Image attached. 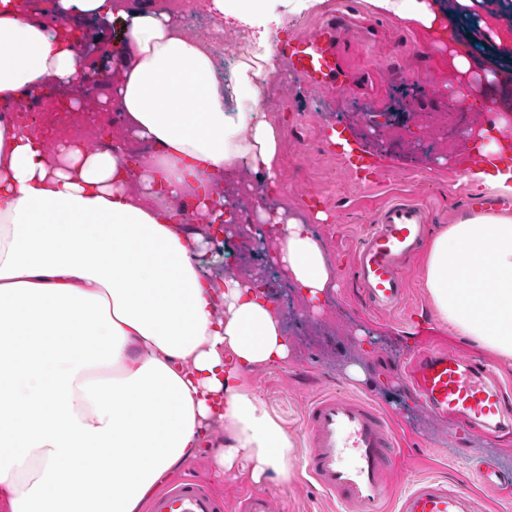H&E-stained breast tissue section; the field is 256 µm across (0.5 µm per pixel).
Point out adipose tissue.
<instances>
[{
    "mask_svg": "<svg viewBox=\"0 0 512 512\" xmlns=\"http://www.w3.org/2000/svg\"><path fill=\"white\" fill-rule=\"evenodd\" d=\"M376 13L441 35L442 20L481 0H367ZM61 13L112 31V86L100 102L120 117L114 147L45 139L13 103L54 83L80 89L86 51L0 0V501L8 512H138L211 427L220 473L285 486L294 440L245 382L284 366L291 345L279 300L252 274L212 270L210 232L186 224L180 199L229 206L238 171L263 198L248 230L313 309L336 270L312 214L287 207L283 128L265 112L278 71L274 36L247 46L224 77L211 42L186 35L180 13L138 0H59ZM499 0L478 27L491 41L488 80L512 84V27ZM461 180L512 197V163L488 139ZM424 285L449 331L512 371V212L477 211L441 229L422 256ZM69 479H61L59 465Z\"/></svg>",
    "mask_w": 512,
    "mask_h": 512,
    "instance_id": "1",
    "label": "adipose tissue"
}]
</instances>
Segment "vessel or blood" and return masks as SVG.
<instances>
[{
  "mask_svg": "<svg viewBox=\"0 0 512 512\" xmlns=\"http://www.w3.org/2000/svg\"><path fill=\"white\" fill-rule=\"evenodd\" d=\"M342 39L338 26L326 24L282 43L280 51L291 71L311 85L342 88L351 81L342 66ZM341 153L360 186L379 179L375 162L364 153L352 147ZM429 223V209L402 194L375 210L369 232L352 251L350 267L367 311L391 314L401 309L407 293L403 264L423 244ZM403 375L436 416L466 420L490 437L505 423L502 387L480 362L427 345L407 355ZM305 426L306 471L340 512H384L391 501L396 512H478L474 492L448 488L433 477L417 479L393 495L396 434L390 418L367 400L324 393L309 403ZM148 512H224V503L192 476L156 493Z\"/></svg>",
  "mask_w": 512,
  "mask_h": 512,
  "instance_id": "obj_1",
  "label": "vessel or blood"
}]
</instances>
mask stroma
Wrapping results in <instances>:
<instances>
[{"label": "stroma", "mask_w": 512, "mask_h": 512, "mask_svg": "<svg viewBox=\"0 0 512 512\" xmlns=\"http://www.w3.org/2000/svg\"><path fill=\"white\" fill-rule=\"evenodd\" d=\"M336 2L325 0L320 7L307 9L301 0H272V19L281 22L291 38L335 14ZM355 9L372 24L370 34L352 31L343 49V65L356 77V87L315 88L305 78L289 74L283 63L266 97L267 111L282 117L291 131L283 140L281 159L289 204L303 208L312 194L326 200L330 220L316 225L315 230L335 264L336 293L320 312H313L278 270L267 268L261 256L265 245L255 238L236 243L231 259L233 270L261 275L279 297L293 350L286 366L257 370L246 378L259 391L268 412L295 441L293 481L285 487L270 482L262 491L273 499L277 512H333L327 495L304 469L303 415L310 398L335 390L366 398L391 416L400 442L395 491H402L412 478L432 475L449 488L476 492L479 512H512V485L481 487L477 473L483 461L512 472V435L490 439L476 428L456 432L411 396L401 380L399 362L420 340L443 343L464 358L483 356L468 337L454 335L439 320L424 287L419 258L408 261L403 273L409 284L408 309L424 310L420 323L405 321L400 315L369 314L340 260L372 223L375 205L385 201L392 190H402L428 206L437 226L451 224L467 213L477 197L469 187L457 183L460 166L472 151L465 133L469 126L482 125L486 116L481 111L461 112L459 100L450 98L447 88L454 77L437 65L443 47L423 40L417 28L373 13L366 0H355ZM244 29L254 42L263 34L262 28L247 29L231 18L217 23L206 12L186 23L190 37L215 39L219 52L228 58L239 56V33ZM403 90L412 96L408 115L387 126L370 128L367 113L389 108ZM456 111L461 114L460 121L449 125L447 145H437L435 132L417 125L419 113L436 117ZM336 133L371 157L385 172V181L371 188L354 184L332 143ZM352 362L363 365L369 383L345 376L344 368ZM186 466L230 508L253 487L247 468L216 474L205 448Z\"/></svg>", "instance_id": "obj_1"}]
</instances>
